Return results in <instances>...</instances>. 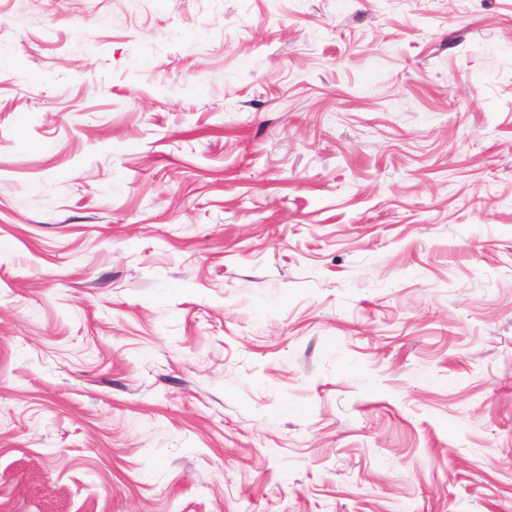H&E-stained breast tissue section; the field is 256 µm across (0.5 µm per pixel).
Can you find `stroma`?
I'll return each mask as SVG.
<instances>
[{
  "mask_svg": "<svg viewBox=\"0 0 512 512\" xmlns=\"http://www.w3.org/2000/svg\"><path fill=\"white\" fill-rule=\"evenodd\" d=\"M0 512H512V0H0Z\"/></svg>",
  "mask_w": 512,
  "mask_h": 512,
  "instance_id": "35a3bbf8",
  "label": "stroma"
}]
</instances>
